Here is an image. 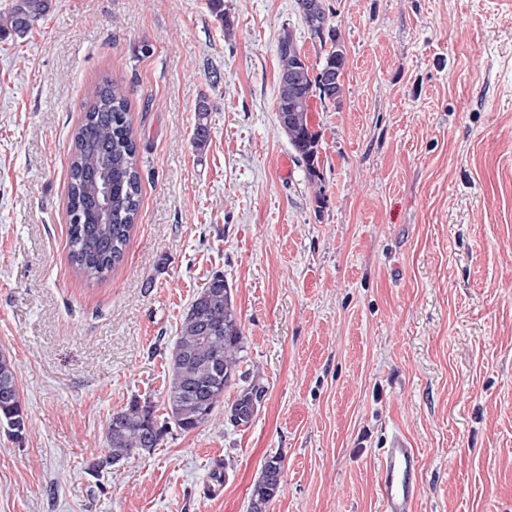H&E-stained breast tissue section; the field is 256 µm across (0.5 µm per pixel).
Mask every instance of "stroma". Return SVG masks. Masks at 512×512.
Wrapping results in <instances>:
<instances>
[{"label":"stroma","instance_id":"1","mask_svg":"<svg viewBox=\"0 0 512 512\" xmlns=\"http://www.w3.org/2000/svg\"><path fill=\"white\" fill-rule=\"evenodd\" d=\"M324 4L348 67L311 105L314 182L275 110L280 37L325 53L296 0H224L222 19L209 0H52L0 40V352L27 423L0 431V512H250L274 454L266 512H383L396 433L419 454L415 512H512V0ZM105 78L142 192L122 260L89 280L69 160ZM216 274L265 389L251 425L171 427L93 470L113 412L164 417L181 319ZM211 111L212 106L208 99L203 98L198 102L195 110L197 112L196 122L192 134V145L196 150H203L208 144L210 132L208 117ZM282 469V459L277 455L264 462L251 489L250 512H266V505L280 492Z\"/></svg>","mask_w":512,"mask_h":512}]
</instances>
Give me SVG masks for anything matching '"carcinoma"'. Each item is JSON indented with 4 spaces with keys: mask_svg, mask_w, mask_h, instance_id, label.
Returning <instances> with one entry per match:
<instances>
[{
    "mask_svg": "<svg viewBox=\"0 0 512 512\" xmlns=\"http://www.w3.org/2000/svg\"><path fill=\"white\" fill-rule=\"evenodd\" d=\"M51 0H12L0 12V36H27L45 19ZM311 35L320 42L330 39L331 47L318 65L310 64L289 34L277 45L279 83L276 112L279 126L296 157L316 176L319 134L309 120L310 100H336L342 89L328 91L327 77L343 75L346 56L336 44L323 0L314 16H304ZM85 114L74 135L70 163L68 212H78L80 221L68 224L69 261L82 276L100 279L111 272L124 254L140 207L141 177L137 165L130 105L123 88L104 79L94 86ZM207 98L196 107L192 145L202 150L209 139ZM101 173L112 185V216L99 219V201L87 190L94 174ZM244 342L240 319L229 284L222 275L213 276L192 300L179 327L165 391L167 420L184 432L193 431L217 417L222 410L236 426H250L264 396L257 381L242 387L233 400L226 392L237 381H246L241 370ZM0 428L20 438L26 430L25 414L12 360L0 353ZM164 434L154 416L153 405L135 400L112 414L105 441L108 452L97 463L114 465L137 453H149ZM282 459L275 455L264 462L251 489L250 512H266V505L281 488Z\"/></svg>",
    "mask_w": 512,
    "mask_h": 512,
    "instance_id": "cac0c4a2",
    "label": "carcinoma"
}]
</instances>
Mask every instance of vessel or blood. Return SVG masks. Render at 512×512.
<instances>
[{
	"label": "vessel or blood",
	"mask_w": 512,
	"mask_h": 512,
	"mask_svg": "<svg viewBox=\"0 0 512 512\" xmlns=\"http://www.w3.org/2000/svg\"><path fill=\"white\" fill-rule=\"evenodd\" d=\"M418 469L416 449L402 435H393L378 462L384 512H414L420 493Z\"/></svg>",
	"instance_id": "vessel-or-blood-1"
}]
</instances>
